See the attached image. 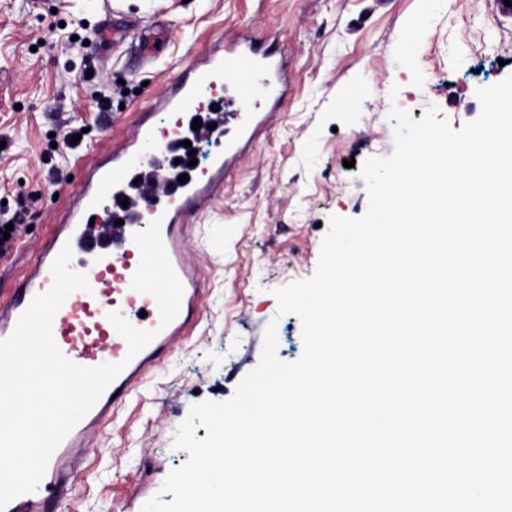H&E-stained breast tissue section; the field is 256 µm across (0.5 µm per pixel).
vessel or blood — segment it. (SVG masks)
Wrapping results in <instances>:
<instances>
[{
  "instance_id": "b4317fda",
  "label": "vessel or blood",
  "mask_w": 512,
  "mask_h": 512,
  "mask_svg": "<svg viewBox=\"0 0 512 512\" xmlns=\"http://www.w3.org/2000/svg\"><path fill=\"white\" fill-rule=\"evenodd\" d=\"M167 43V30L158 26L145 32L134 50L138 57L153 59ZM287 85L283 64L273 51L246 35L226 42L223 49L188 67L155 99L156 109L174 116L173 127L139 120L133 136L117 142L109 160L93 166L71 191L59 223L26 268L20 288L0 303V339L12 333L33 297L51 287V265L67 244L92 290L67 297L53 319L54 340L79 365L120 362L124 369L57 447L36 490L13 499L6 512H59L72 489L71 469L83 457L87 431L110 418L156 360L185 337L199 312L202 287L198 266L186 257L181 220L209 202L270 130L274 114L255 106V89H262L277 106ZM197 118L202 126L196 130L192 124ZM202 139L215 140L217 150L209 166L200 169L191 166L183 143ZM183 174L188 177L184 183L179 180ZM96 216L109 224V231L93 225ZM156 219L183 285L179 313L165 326L155 299L131 287L139 264L132 237ZM112 311L137 327L156 330L154 340L135 357H128L125 339L109 322Z\"/></svg>"
}]
</instances>
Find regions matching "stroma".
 Returning a JSON list of instances; mask_svg holds the SVG:
<instances>
[{
  "label": "stroma",
  "instance_id": "1",
  "mask_svg": "<svg viewBox=\"0 0 512 512\" xmlns=\"http://www.w3.org/2000/svg\"><path fill=\"white\" fill-rule=\"evenodd\" d=\"M150 24L169 33L150 64L108 41H75ZM238 34L283 54L280 115L226 188L186 217L200 316L112 420L87 433L62 512H141L158 494L172 501L161 487L188 458L174 437L192 404L232 396L258 365L270 320L278 357H301L300 322L277 316L272 291L314 273L329 215L365 213L359 164L392 153L391 107L418 120L435 105L457 130L478 117L477 90L512 75V12L499 0H0V201L9 212L17 196L33 201L0 256V301L46 243L75 180L183 69ZM120 80L129 94L99 111L98 85ZM80 126L82 143L67 148L65 133ZM350 158L355 167H344Z\"/></svg>",
  "mask_w": 512,
  "mask_h": 512
}]
</instances>
